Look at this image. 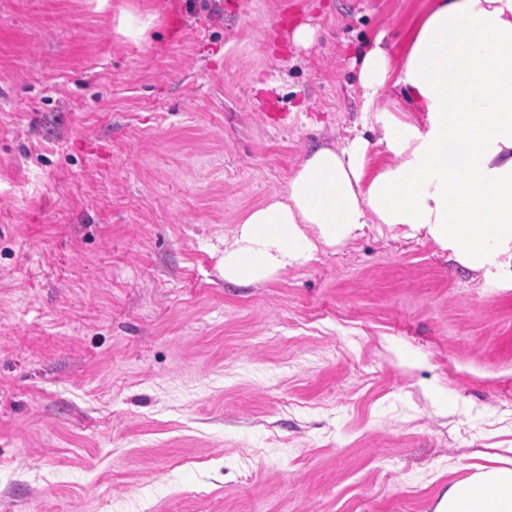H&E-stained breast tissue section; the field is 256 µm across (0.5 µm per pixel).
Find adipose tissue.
<instances>
[{
    "instance_id": "adipose-tissue-1",
    "label": "adipose tissue",
    "mask_w": 512,
    "mask_h": 512,
    "mask_svg": "<svg viewBox=\"0 0 512 512\" xmlns=\"http://www.w3.org/2000/svg\"><path fill=\"white\" fill-rule=\"evenodd\" d=\"M357 81L358 128L240 219L221 275L262 284L385 230L512 288V0H431L406 54L375 37ZM434 512H512V460L449 483Z\"/></svg>"
}]
</instances>
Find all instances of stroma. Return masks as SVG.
I'll return each instance as SVG.
<instances>
[{"instance_id": "stroma-1", "label": "stroma", "mask_w": 512, "mask_h": 512, "mask_svg": "<svg viewBox=\"0 0 512 512\" xmlns=\"http://www.w3.org/2000/svg\"><path fill=\"white\" fill-rule=\"evenodd\" d=\"M425 3L0 0V512H433L512 446V288L375 232L219 272Z\"/></svg>"}]
</instances>
